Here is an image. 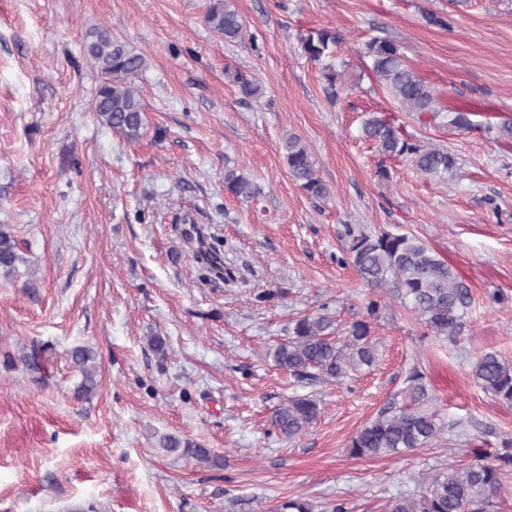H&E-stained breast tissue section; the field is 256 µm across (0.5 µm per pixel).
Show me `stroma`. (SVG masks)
Listing matches in <instances>:
<instances>
[{
    "label": "stroma",
    "mask_w": 512,
    "mask_h": 512,
    "mask_svg": "<svg viewBox=\"0 0 512 512\" xmlns=\"http://www.w3.org/2000/svg\"><path fill=\"white\" fill-rule=\"evenodd\" d=\"M213 2L0 0V225L19 255L0 270V512H277L296 498L313 512H387L426 478L473 462L474 449L493 455L512 439V407L472 377L482 353L512 360V139L499 134L512 124V0H230L239 42L206 24ZM429 12L449 27L427 24ZM97 28L147 60L133 142L91 110L101 78L85 43ZM321 28L340 37L334 104L322 62L300 47ZM375 38L400 46L438 117L392 99L365 55ZM229 69L250 72L259 95L243 97ZM452 112L470 127L450 125ZM372 113L408 142L448 148L456 170L433 179L380 154L361 132ZM291 135L328 198L291 179L281 150ZM228 165L261 195L227 193ZM185 217L214 227L201 245L230 278L195 262L176 229ZM382 230L416 236L469 285L461 336L433 335L341 264L352 233ZM371 299L381 304L372 366L312 380L268 357L296 316L347 326ZM78 346L98 365L85 399ZM414 368L444 426L438 441L349 456L358 428L404 406ZM292 395L316 397L321 415L290 440L271 418ZM165 433L199 442L220 466L164 452Z\"/></svg>",
    "instance_id": "stroma-1"
}]
</instances>
